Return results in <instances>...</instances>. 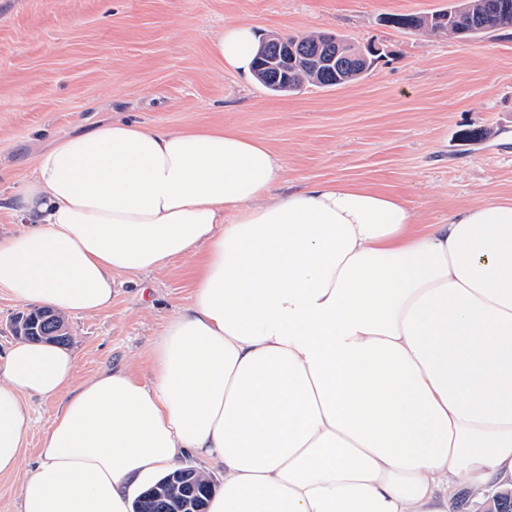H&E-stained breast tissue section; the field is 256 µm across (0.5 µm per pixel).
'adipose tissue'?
Returning <instances> with one entry per match:
<instances>
[{"label": "adipose tissue", "mask_w": 512, "mask_h": 512, "mask_svg": "<svg viewBox=\"0 0 512 512\" xmlns=\"http://www.w3.org/2000/svg\"><path fill=\"white\" fill-rule=\"evenodd\" d=\"M262 36L211 53L252 75ZM259 138L110 121L58 136L0 240V287L64 315L111 307L120 273L202 254L152 375L20 341L0 356V475L15 472L26 396L64 395L19 512H130V492L188 453L224 470L209 512H450L458 482L512 488V201L416 224L354 183L273 195Z\"/></svg>", "instance_id": "adipose-tissue-1"}]
</instances>
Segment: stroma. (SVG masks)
<instances>
[{
	"mask_svg": "<svg viewBox=\"0 0 512 512\" xmlns=\"http://www.w3.org/2000/svg\"><path fill=\"white\" fill-rule=\"evenodd\" d=\"M448 0H0V238L24 229L17 204L58 135L105 118L265 140L281 192L306 182L377 186L409 200L419 224L496 196L512 199V29L431 36L385 24ZM250 23L264 36L328 33L383 51L360 80L276 96L224 67L209 44ZM197 257L121 275L110 308L72 315L76 381L128 366L147 380L166 321L195 290ZM62 398L26 399L22 464L0 475V512H18L40 439Z\"/></svg>",
	"mask_w": 512,
	"mask_h": 512,
	"instance_id": "35a3bbf8",
	"label": "stroma"
}]
</instances>
